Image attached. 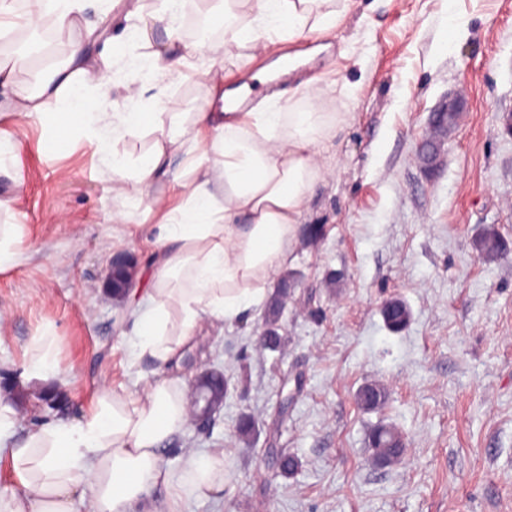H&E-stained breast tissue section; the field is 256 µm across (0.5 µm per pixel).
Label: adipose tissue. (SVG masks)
Segmentation results:
<instances>
[{
  "label": "adipose tissue",
  "mask_w": 512,
  "mask_h": 512,
  "mask_svg": "<svg viewBox=\"0 0 512 512\" xmlns=\"http://www.w3.org/2000/svg\"><path fill=\"white\" fill-rule=\"evenodd\" d=\"M86 0H62L58 29L82 27L67 56L53 65L37 94L14 105L18 117L41 115L42 101L55 99L56 119L78 125L112 171V196L133 201L155 217L150 286L134 307L130 358L150 357L166 365L181 360L200 339L206 323L234 322L260 303L270 278L288 258L298 226L324 173V144L342 121L335 112H273L258 103L252 112L183 115L157 103L149 117L108 112L92 89L104 79L89 48L98 41H131L146 52L131 57L136 77L124 99L144 85L181 72L193 58L229 46L247 54L265 50L271 37L291 40L325 36L336 28L351 0H218L224 16L220 43L184 41L177 23L179 0L142 13L139 0H107L98 21H85ZM167 40L154 42V29ZM202 127L214 136L203 141ZM155 131L147 158L129 165L114 146L145 130ZM190 155L182 201L168 207L154 194L174 155ZM60 340L52 328L34 338L27 359L29 378L47 383L61 376ZM189 398L184 377L154 381L139 393L101 386L91 408L74 419L39 423L21 443L13 437L19 416L0 396V454L12 479L0 486V512H73L76 499L91 512H181L185 498L223 492L231 477L223 449L187 453L179 472L162 465L163 443L184 429ZM166 497L156 501V488Z\"/></svg>",
  "instance_id": "obj_1"
}]
</instances>
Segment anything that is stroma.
<instances>
[{
  "instance_id": "obj_1",
  "label": "stroma",
  "mask_w": 512,
  "mask_h": 512,
  "mask_svg": "<svg viewBox=\"0 0 512 512\" xmlns=\"http://www.w3.org/2000/svg\"><path fill=\"white\" fill-rule=\"evenodd\" d=\"M316 78L348 95L347 120L323 152L315 187L285 271L295 274L281 319L280 351L261 345L265 304L207 334L183 362L186 375L219 369L230 393L210 425L187 426L164 462L186 450L221 448L232 479L220 497L190 499L185 512H512V0H354L326 37ZM242 62L223 56L224 87L266 95L257 76L282 48ZM0 92V225L22 227L20 263L0 271V381L15 377L13 405L26 424L77 417L102 382L136 392L164 377L150 359L131 362L130 298L105 293L112 262L131 266L134 293L147 286L149 228L141 207L118 204L95 146L74 127L17 118L52 56L28 52ZM194 68L149 85L137 109L165 101L173 112L218 110ZM468 108L426 174L417 156L431 112L450 91ZM125 209L126 224L112 213ZM494 229L505 244L483 261L476 239ZM404 300L411 321L389 331L380 309ZM53 327L61 338L65 404L35 398L27 352ZM377 384L374 411L356 400ZM251 419L250 441L238 436ZM406 440L401 460L380 467L367 436L377 425ZM299 468L285 476L281 459Z\"/></svg>"
}]
</instances>
